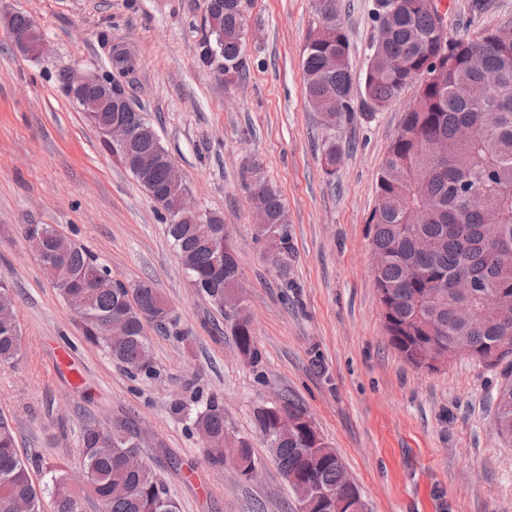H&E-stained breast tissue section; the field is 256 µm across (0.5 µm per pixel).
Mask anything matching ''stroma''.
Listing matches in <instances>:
<instances>
[{"label":"stroma","mask_w":512,"mask_h":512,"mask_svg":"<svg viewBox=\"0 0 512 512\" xmlns=\"http://www.w3.org/2000/svg\"><path fill=\"white\" fill-rule=\"evenodd\" d=\"M373 0H337L362 73L376 33ZM449 35L512 25V0H450ZM31 19L45 44L22 53L6 22ZM201 0H0V280L16 299L21 348L0 367V415L35 483L82 468L91 420L126 423L166 482L177 512H299L255 421L290 398L336 450L368 512H512V443L495 433L493 398L512 369L466 356L438 372L415 368L385 328L367 219L382 161L416 99L407 87L385 110L323 126L304 90L314 0H252L247 68L219 80L199 60ZM135 56L122 78L154 125L198 207L223 218L239 259L258 365L236 352L229 321L193 288L168 226L143 188L62 92L63 73H112L116 49ZM335 144L340 162L321 158ZM259 160L288 211L289 288L254 234L239 170ZM50 224L126 285L152 284L176 316L148 327L152 370L130 375L88 342L22 234ZM224 404L230 434L250 440L257 471L212 466L180 401ZM38 460H31V452Z\"/></svg>","instance_id":"stroma-1"}]
</instances>
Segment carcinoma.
I'll use <instances>...</instances> for the list:
<instances>
[{
	"label": "carcinoma",
	"instance_id": "1",
	"mask_svg": "<svg viewBox=\"0 0 512 512\" xmlns=\"http://www.w3.org/2000/svg\"><path fill=\"white\" fill-rule=\"evenodd\" d=\"M252 0H203L214 32L205 34L199 58L210 66V58L224 61V76L238 77L246 70V41L237 32L248 23ZM376 24L386 23L385 37L373 40L363 77L349 65L332 69L325 62L332 52L349 50L344 27L334 22L332 30L305 47L303 71L307 103L315 112L330 107L322 118L327 128L363 112L371 117L389 106L401 91L416 85L415 106L406 112L387 150L377 179L381 206L369 218L372 249L380 262L375 272L379 294L395 298L394 316L385 327L395 349L413 366V350L434 344L452 350L464 342L470 357L494 368L512 367V318L505 320L487 305L486 297L503 289L512 291V35L495 27L486 28L475 39L453 38L437 31L433 15L419 0H374ZM448 43V58L432 62L441 42ZM495 72L502 80L490 88L485 76ZM120 120L136 132L129 150L134 154L162 153L170 157L153 127L141 113L129 107L98 112L89 121L104 130ZM463 126L486 132L462 142L457 133ZM448 142V156L434 158L427 145ZM135 179L151 200L164 211L168 233L182 267L192 285L224 312L231 322L235 345L247 363H259L252 321L242 307L224 310L239 289V264L229 235L213 245L204 225L195 217L170 222L186 185L168 178L160 165L150 174ZM242 188L256 210L268 220L265 232H277L282 256L272 261L283 285H288V214L284 202L256 160H247L240 171ZM497 215L498 230L490 239L486 213ZM45 233V252L40 256L50 279L61 295L83 293L86 307L79 321L85 336L101 342L112 359L131 374L148 369L149 341L144 323L170 324L174 311L153 286L141 281L126 288L95 257L59 234L50 224H27L24 233ZM466 278L472 292L460 295L455 282ZM468 304L478 316L473 322L457 313ZM15 302L7 283L0 281V365L11 364L21 345L15 323ZM118 318L125 329L122 342L113 345L100 330V322ZM495 421L509 432L512 442V382L498 392ZM256 422L284 478L310 492L304 512H327L324 501L341 490L347 499L358 496L348 485L345 469L336 451L306 426L288 433L275 430L276 406L255 413ZM191 430L210 435L207 459L224 463V449L234 448L244 467L241 476L250 478L256 464L250 442L227 432L224 406L211 397L190 417ZM82 467L89 490L100 512H175L162 478L147 461L130 467L126 459L140 454L135 435L118 424H86L81 432ZM46 490L55 501V512H80L67 474L51 473ZM39 494L29 469L19 457L15 433L0 417V512H39Z\"/></svg>",
	"mask_w": 512,
	"mask_h": 512
}]
</instances>
